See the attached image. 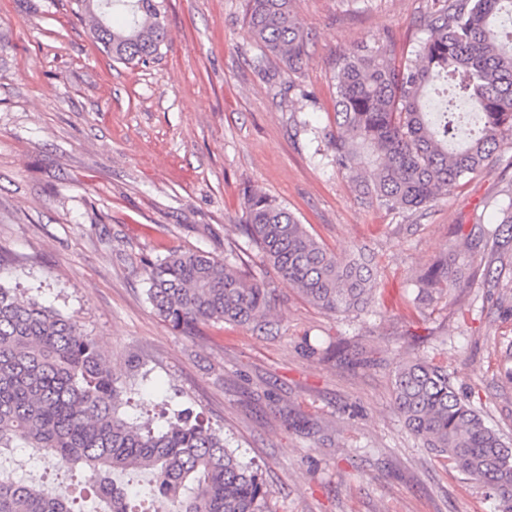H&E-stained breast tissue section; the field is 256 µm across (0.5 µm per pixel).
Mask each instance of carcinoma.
<instances>
[{
  "label": "carcinoma",
  "instance_id": "1",
  "mask_svg": "<svg viewBox=\"0 0 512 512\" xmlns=\"http://www.w3.org/2000/svg\"><path fill=\"white\" fill-rule=\"evenodd\" d=\"M73 3L115 61L146 64L167 38L164 0ZM244 22L265 58L301 70L309 36L296 0H247ZM422 25L425 37L405 55L362 45L341 56L333 76V162L361 197L390 211L452 194L512 138V0H433ZM490 206L497 223L482 232L500 247L512 241V192ZM241 227L263 264L331 315L364 310L378 287L370 264L330 253L265 193L245 196ZM147 276L154 310L184 332L219 322L260 329L276 300L265 281L204 251L172 250ZM461 278L460 255L442 257L418 275L414 306L448 296ZM123 392L75 319L0 284V454L37 448L69 472L86 471L104 512H144L117 481L127 471L149 474L154 512H270L262 473L224 435L181 417L156 432L137 426L118 414ZM392 396L432 453L512 512V447L458 396L447 368L400 364ZM0 512L85 510L4 470Z\"/></svg>",
  "mask_w": 512,
  "mask_h": 512
}]
</instances>
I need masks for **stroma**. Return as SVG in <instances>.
Segmentation results:
<instances>
[{
	"mask_svg": "<svg viewBox=\"0 0 512 512\" xmlns=\"http://www.w3.org/2000/svg\"><path fill=\"white\" fill-rule=\"evenodd\" d=\"M430 0H298L299 73L263 59L246 0H166L154 62L112 60L71 0H0V284L77 320L143 421L190 410L261 465L273 512H499L434 457L392 397L407 360L448 367L459 396L512 442V244L480 230L512 188V143L462 189L394 212L332 165L334 67L343 51L422 37ZM288 206L341 257L371 258L367 312L331 315L263 266L240 231L245 193ZM460 250L468 276L425 311L415 274ZM173 249L240 256L275 288L267 329L172 330L147 297V263ZM0 466L71 482L50 454Z\"/></svg>",
	"mask_w": 512,
	"mask_h": 512,
	"instance_id": "obj_1",
	"label": "stroma"
}]
</instances>
